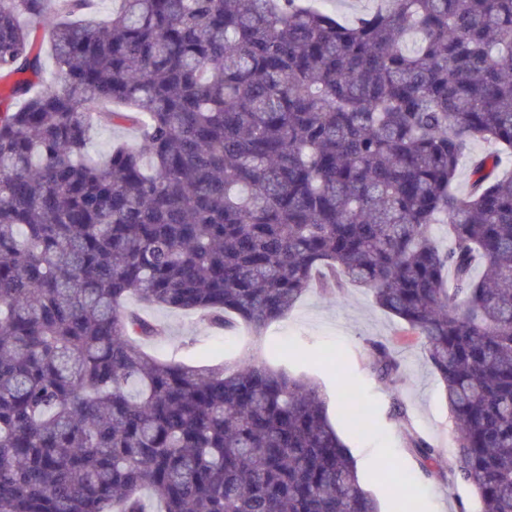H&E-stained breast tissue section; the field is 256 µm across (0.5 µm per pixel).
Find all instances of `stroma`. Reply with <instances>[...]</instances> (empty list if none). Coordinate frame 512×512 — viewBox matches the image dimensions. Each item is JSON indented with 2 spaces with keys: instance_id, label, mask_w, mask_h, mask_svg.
<instances>
[{
  "instance_id": "35a3bbf8",
  "label": "stroma",
  "mask_w": 512,
  "mask_h": 512,
  "mask_svg": "<svg viewBox=\"0 0 512 512\" xmlns=\"http://www.w3.org/2000/svg\"><path fill=\"white\" fill-rule=\"evenodd\" d=\"M145 317L165 333L147 345L150 353L176 357L192 365L229 363L247 354L260 362L306 374L328 397L327 411L341 426L347 401L339 394L344 378H352L372 416L362 433L342 432L356 463L360 481L377 499L381 512H392L396 485L411 481L414 497L406 512H479L474 486L453 480L456 433L443 385L427 362L420 343L403 323L377 307L365 287L344 285L335 295L308 291L287 316L272 323L262 338L244 326L217 329L198 317L169 309L146 307ZM392 342L401 364L396 383L381 380L373 369L368 340ZM405 418H397L395 403ZM415 431L438 448L439 465L422 472L406 446Z\"/></svg>"
}]
</instances>
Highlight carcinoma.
<instances>
[{
    "instance_id": "1",
    "label": "carcinoma",
    "mask_w": 512,
    "mask_h": 512,
    "mask_svg": "<svg viewBox=\"0 0 512 512\" xmlns=\"http://www.w3.org/2000/svg\"><path fill=\"white\" fill-rule=\"evenodd\" d=\"M113 2L0 0V512H379L314 381L158 358L127 305L261 337L346 283L421 341L454 478L512 512V0ZM96 118L139 144L89 163ZM377 0H324L318 4L335 14L341 21L348 22L357 15L367 13L376 7Z\"/></svg>"
}]
</instances>
